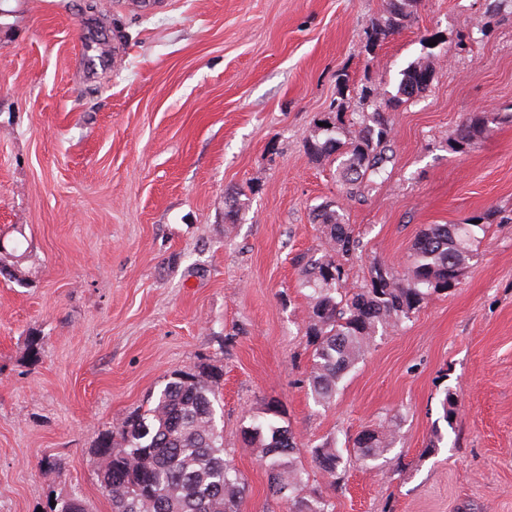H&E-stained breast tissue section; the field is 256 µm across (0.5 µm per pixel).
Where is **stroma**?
<instances>
[{"mask_svg": "<svg viewBox=\"0 0 512 512\" xmlns=\"http://www.w3.org/2000/svg\"><path fill=\"white\" fill-rule=\"evenodd\" d=\"M488 4L422 0L369 55L386 0H0V242L25 253L0 274V512L75 492L111 512L99 442L199 365L222 375L241 512H286L243 438L270 402L334 512H512V223L478 233L458 285L378 332L325 407L296 263L327 247L319 205L360 242L354 287L374 263L406 266L425 225L512 210V123L452 147L471 113L512 107V5ZM417 60L434 79L389 114L388 176L347 195L306 150L337 74L363 112L361 88L395 91ZM380 424L393 446L364 464L353 440ZM321 445L348 451L338 486L312 460Z\"/></svg>", "mask_w": 512, "mask_h": 512, "instance_id": "stroma-1", "label": "stroma"}]
</instances>
